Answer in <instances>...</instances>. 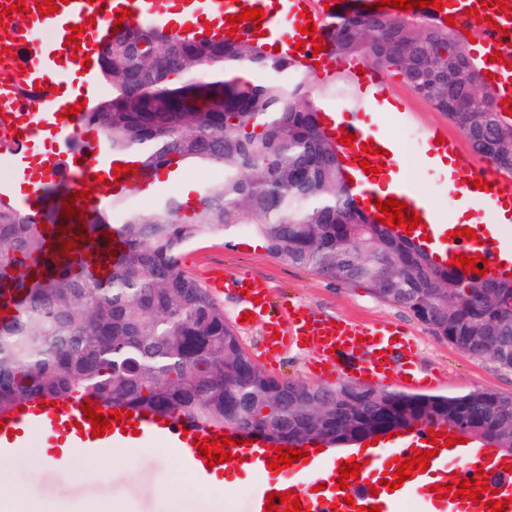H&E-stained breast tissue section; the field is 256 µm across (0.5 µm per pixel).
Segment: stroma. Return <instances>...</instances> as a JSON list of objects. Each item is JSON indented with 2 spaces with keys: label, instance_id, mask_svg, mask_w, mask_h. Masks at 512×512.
Returning <instances> with one entry per match:
<instances>
[{
  "label": "stroma",
  "instance_id": "obj_1",
  "mask_svg": "<svg viewBox=\"0 0 512 512\" xmlns=\"http://www.w3.org/2000/svg\"><path fill=\"white\" fill-rule=\"evenodd\" d=\"M385 83L397 112H378L374 127L382 135L398 141L409 154L412 171L407 178L428 197L446 218L455 207L448 198V179L423 159L425 129L443 125L453 137L460 130L450 125L445 114L435 111L401 77L385 73ZM180 267L199 283L224 273H244L264 281L276 301L302 306L311 317H336L358 325L391 324L418 339V362L422 370L443 373L436 387L439 395L458 396L473 391L512 395V369L490 359H476L436 335L409 310L375 297L371 289L347 285L312 270L275 258L266 243L248 229L231 234L217 233L185 248ZM311 347L291 346L280 358L277 378L308 385L345 384L343 375L317 376ZM43 453L41 437L32 438L14 456L0 459V474L25 493L54 490L47 512H93L109 504L114 512H240L251 482L237 478L229 490L206 489L203 481L185 470L175 449L147 444L141 448L113 449L99 456L81 454L75 466L45 469L36 460ZM114 477L105 480L103 472ZM176 498H169V488Z\"/></svg>",
  "mask_w": 512,
  "mask_h": 512
}]
</instances>
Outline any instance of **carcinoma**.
Returning <instances> with one entry per match:
<instances>
[{"label": "carcinoma", "mask_w": 512, "mask_h": 512, "mask_svg": "<svg viewBox=\"0 0 512 512\" xmlns=\"http://www.w3.org/2000/svg\"><path fill=\"white\" fill-rule=\"evenodd\" d=\"M320 37L332 59L355 56L401 76L462 127L480 156L512 172L502 162L512 157V119L489 108L495 89L455 28L356 8L330 12ZM250 69L268 80L238 77ZM310 73L260 41L147 23L112 35L100 53V78L112 95L85 112L105 153L134 157L144 177L171 170L178 178L188 166L222 177L206 183L193 206L171 194L152 209L128 210L115 228L124 253L104 282L22 270L18 256L43 248L38 222L0 202V297L23 296L0 321V414L87 396L237 432L247 423L276 446L315 440L341 447L432 425L469 429L476 439L492 435L512 448V431L500 429L512 418L511 395L445 397L359 384L332 390L268 375L239 343L223 307L180 268L186 245L246 227L273 256L362 283L470 356L512 368V278L447 270L357 207L335 140L308 95ZM67 224L60 265L72 261L66 252L79 253L99 235L97 224L78 228L76 215ZM329 391L351 401L317 403Z\"/></svg>", "instance_id": "cac0c4a2"}]
</instances>
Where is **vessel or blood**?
I'll use <instances>...</instances> for the list:
<instances>
[{
	"label": "vessel or blood",
	"mask_w": 512,
	"mask_h": 512,
	"mask_svg": "<svg viewBox=\"0 0 512 512\" xmlns=\"http://www.w3.org/2000/svg\"><path fill=\"white\" fill-rule=\"evenodd\" d=\"M14 0H0V163L13 167L14 177L8 184H0V200L8 202L20 197L27 212L41 214L46 208L45 189L60 182L70 183L73 191H81L84 181L97 176L105 180L104 194L85 199L86 215L95 217L105 212L113 195L134 189L151 192V180L130 172L122 177L112 174L115 164L112 157L103 155L97 134L89 129L83 118L64 119L60 113L68 103L63 98L65 87L77 88L81 98L87 99L99 92L96 58L102 42L112 35L120 8L130 9L125 19L132 25L141 21L164 24L167 14H184V24L191 30L209 25L216 36L227 32L226 18L240 14L242 7L263 8L265 17L261 24L246 20L237 25L236 37L251 41L260 33L284 27L288 30L290 50L288 55L303 65L314 64V44L300 31L306 23L323 24L328 12L325 6L314 5L312 0H275L267 6L266 0H64L56 13L40 15L37 0H26V11L7 17L5 10ZM481 6V0H449L442 10L428 6L423 15L434 23H444L446 17H454L459 30L477 31L475 53L486 60V71L501 91L502 98L512 99V68L491 61L492 52L502 56L512 55V19L498 13L496 8L485 9L487 21H477L470 16V9ZM309 10V17H301V10ZM84 26L85 32L79 45L69 44L68 29ZM45 32V40L34 37L35 32ZM304 43V50H297V43ZM13 48V55H6V48ZM89 55L90 64H83L82 55ZM357 81L362 94L371 99L385 95L386 89L369 64H359ZM335 136L349 132L355 134L357 146L354 156H362L363 144L373 135L363 113L343 111L340 124L329 125ZM44 134L50 144L37 149L35 134ZM436 154L447 156L448 164L457 179L455 193L464 204L470 205L475 218H482L486 209L501 206L512 212V174L487 169L463 152L454 139L443 136L442 129H432L428 136ZM392 173H367L360 165H353L354 179L360 188L359 202L365 203L368 212H375L376 204L387 198L407 203L421 217L422 223L412 230V238H426L427 248L437 263L445 264L460 255H481L487 259L488 271L502 269V255L506 242L497 233L482 234L474 241L454 237L455 223L439 221L427 202L417 195L403 175L404 156L396 151ZM481 178L482 188L470 187L469 182ZM209 287L214 295L243 292V311L254 313L264 330L262 344L254 353L256 360L273 367L281 349L288 344L305 342L316 352V362L336 371L342 358H349L345 375L354 383H384L422 391L436 387L441 375L421 371L418 367V339L400 332L392 325L375 327L343 323L342 327L328 325L327 321H310L301 308L287 309L277 314L272 308V298L262 282H249L241 274H222L213 277ZM82 401L68 399L44 408L28 406L24 410L0 416V458L9 456L26 447L32 430H40L45 446L55 460L71 459L81 452H105L113 445L132 441L139 445L161 442L177 449L181 464L201 480H209L223 472V464L206 467L194 446L196 436L207 438L220 435L232 436L230 451L237 457L236 469L246 476L268 474V462L272 449L262 445L260 438H251L249 445H241L240 433H228L227 429L207 427L197 429L187 426L177 417L162 418L134 414L136 432H128L127 422L114 425L103 437L93 436V426L86 421L81 409ZM430 435L427 428L403 432L381 445H369L355 450L357 461L364 467L358 479L350 487H336L339 478L338 458L330 451L310 450L309 462H295L281 472L280 480L260 484L246 498L244 512H264L266 497L272 492H291L298 495L308 512H352L353 507H380L381 512H486V502L505 501L504 512H512V471L502 468L501 457L489 449L461 443L451 447H439L426 470H414L402 487L387 491L379 485L388 465L396 458L410 457L412 449L429 450ZM490 473V489L483 493L481 504L460 497H437L432 487L451 482L454 477L467 480L477 472ZM352 495V502H345V495Z\"/></svg>",
	"instance_id": "1"
}]
</instances>
